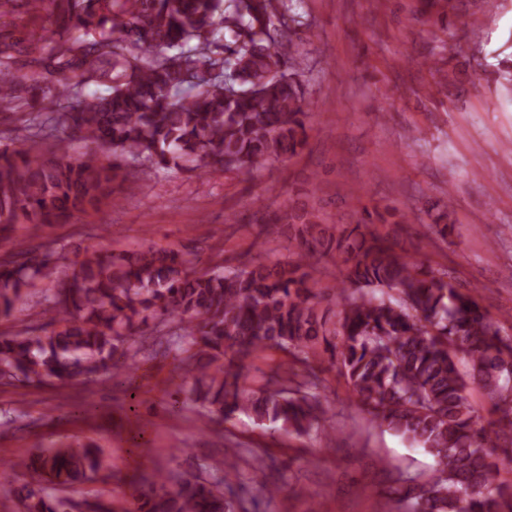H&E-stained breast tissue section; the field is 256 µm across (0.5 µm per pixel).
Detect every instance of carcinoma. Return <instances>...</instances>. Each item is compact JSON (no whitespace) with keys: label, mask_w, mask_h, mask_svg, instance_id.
I'll return each mask as SVG.
<instances>
[{"label":"carcinoma","mask_w":512,"mask_h":512,"mask_svg":"<svg viewBox=\"0 0 512 512\" xmlns=\"http://www.w3.org/2000/svg\"><path fill=\"white\" fill-rule=\"evenodd\" d=\"M41 11L42 33L0 42V112L25 93L43 114L20 146L0 149L1 230L96 209L146 165L197 176L216 165L253 170L304 146L311 101L302 72L278 50L299 23L289 0H0V18ZM59 130L97 150L72 157L66 139L47 142ZM280 222L297 243L288 260L234 268L219 258L200 269L188 254L144 241L73 259L11 241L0 258V316L48 279L41 315L56 328L1 335L0 380L27 387L108 376L126 386L148 346L180 359L187 400L211 418L245 413L301 437L326 414L316 369L327 362L372 421L434 458L430 481L397 491L410 512H512V484L497 480L494 460L501 435L512 434V334L478 290L394 250L413 223L407 214L331 227L303 206ZM373 223L393 228L383 235ZM329 253L344 263L336 312L320 308L313 262ZM271 348L304 365L296 389L248 386L252 359ZM473 387L495 420L484 423ZM246 453L275 495L264 481L267 454ZM100 468L93 449L54 443L0 468V482L14 486L18 512H229L224 487L241 474L236 455L213 460L206 477L160 469L121 511L110 499L65 494ZM27 470L42 483L21 479Z\"/></svg>","instance_id":"carcinoma-1"}]
</instances>
